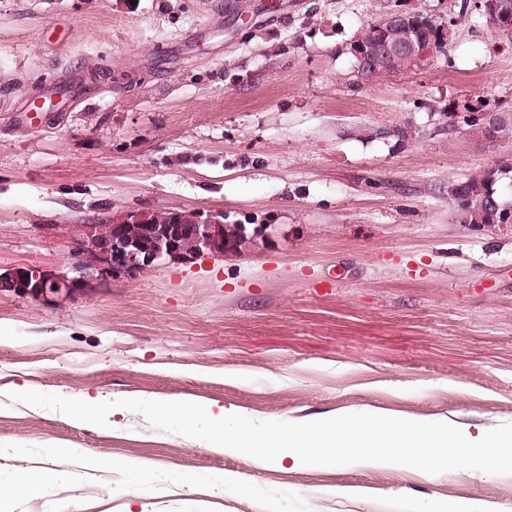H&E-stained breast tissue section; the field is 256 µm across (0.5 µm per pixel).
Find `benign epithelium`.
<instances>
[{"instance_id": "obj_1", "label": "benign epithelium", "mask_w": 512, "mask_h": 512, "mask_svg": "<svg viewBox=\"0 0 512 512\" xmlns=\"http://www.w3.org/2000/svg\"><path fill=\"white\" fill-rule=\"evenodd\" d=\"M486 13L493 22L503 28L512 27V11L500 6L498 0H485ZM351 51L361 61V68L369 80H377L376 60L371 58L369 50L356 43ZM494 120L492 112H464L448 114V126L459 127L472 121ZM173 224H149L148 234L153 247L142 251L134 247L126 234L129 224H141L145 221L142 212H131L112 219L108 230L102 231L97 224H80L74 228L82 244V250L91 251L96 259L90 265H81L77 275L71 278L54 277L48 271L37 266H22L0 272V291L12 292L18 296L36 300L45 299L52 294L69 298L84 293L108 272L134 273L144 266H154L160 261L173 263L188 262L200 254L224 255V249L235 250L238 240H224V220L219 213L207 216L201 213L176 211Z\"/></svg>"}]
</instances>
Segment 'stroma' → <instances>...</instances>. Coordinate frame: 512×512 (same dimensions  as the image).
Masks as SVG:
<instances>
[{"mask_svg": "<svg viewBox=\"0 0 512 512\" xmlns=\"http://www.w3.org/2000/svg\"><path fill=\"white\" fill-rule=\"evenodd\" d=\"M396 5L445 24L460 0H0V268L75 276L71 229L129 211L249 231L52 305L0 292V486L50 470L81 512H512V475L297 468L11 398L512 423V225L463 223L448 197L512 152L448 128L512 113V37L473 8L421 68L363 80L350 45ZM61 72L76 92L19 124Z\"/></svg>", "mask_w": 512, "mask_h": 512, "instance_id": "35a3bbf8", "label": "stroma"}]
</instances>
